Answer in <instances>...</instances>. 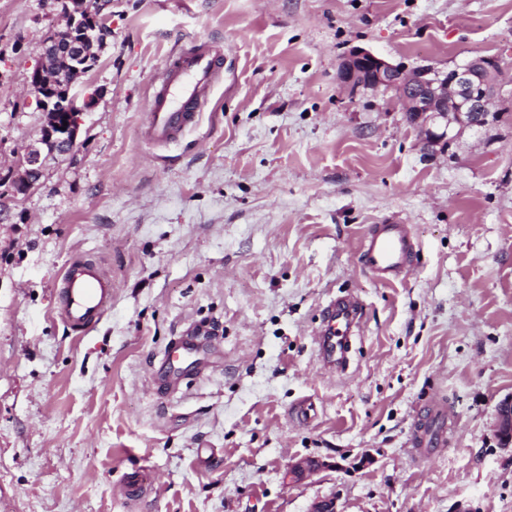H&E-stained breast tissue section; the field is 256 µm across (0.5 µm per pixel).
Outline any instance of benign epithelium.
Returning a JSON list of instances; mask_svg holds the SVG:
<instances>
[{
    "label": "benign epithelium",
    "instance_id": "7a95c632",
    "mask_svg": "<svg viewBox=\"0 0 512 512\" xmlns=\"http://www.w3.org/2000/svg\"><path fill=\"white\" fill-rule=\"evenodd\" d=\"M102 9L94 0H85L72 13L70 27L81 28L84 37L69 35L63 40L53 38L44 43V52L63 55L77 68L93 55L96 40L87 34L88 28L100 25ZM499 61L486 55L469 57L446 71L419 67L409 70L365 48L354 47L345 54L337 69V80L350 94L360 91H392L404 112L412 116L421 131L428 151L441 153L465 130L486 128L496 112L491 104L499 89ZM42 109L50 117L25 148L20 159L25 168L26 188H31L43 173L47 157L58 155L74 145L79 127V115L88 111L91 97H80L73 88L57 94L55 78L39 70L30 78ZM497 437L503 447L512 445V398L503 400L497 409Z\"/></svg>",
    "mask_w": 512,
    "mask_h": 512
}]
</instances>
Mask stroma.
I'll use <instances>...</instances> for the list:
<instances>
[{"label":"stroma","mask_w":512,"mask_h":512,"mask_svg":"<svg viewBox=\"0 0 512 512\" xmlns=\"http://www.w3.org/2000/svg\"><path fill=\"white\" fill-rule=\"evenodd\" d=\"M111 22L75 87L98 95L76 147L20 194L46 119L27 80L63 20L0 0V512H512L495 436L512 397V0H112ZM194 47L231 70L196 127L151 145L152 79ZM354 47L410 69L497 57L500 122L429 154L393 93L337 82ZM387 221L420 245L391 285L358 257ZM77 260L112 280L83 333L54 297ZM348 294L363 329L331 375L314 332ZM432 400L456 429L417 461ZM306 459L325 466L289 479ZM140 467L154 482L128 497Z\"/></svg>","instance_id":"stroma-1"}]
</instances>
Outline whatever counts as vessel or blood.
<instances>
[{"label":"vessel or blood","mask_w":512,"mask_h":512,"mask_svg":"<svg viewBox=\"0 0 512 512\" xmlns=\"http://www.w3.org/2000/svg\"><path fill=\"white\" fill-rule=\"evenodd\" d=\"M224 66L222 54L193 48L171 56L153 82L154 93L145 124L147 139L157 145L173 143L192 127L207 102V93ZM416 243L403 224L372 225L359 248L362 267L380 281L390 282L411 267ZM58 312L71 329L86 331L104 315L112 299V282L94 263L76 261L64 271L58 285ZM364 306L355 298L339 296L324 309L317 344L328 369L345 371L351 338L358 334ZM454 422L444 405H428L416 425L410 445L425 459L447 444Z\"/></svg>","instance_id":"b4317fda"}]
</instances>
